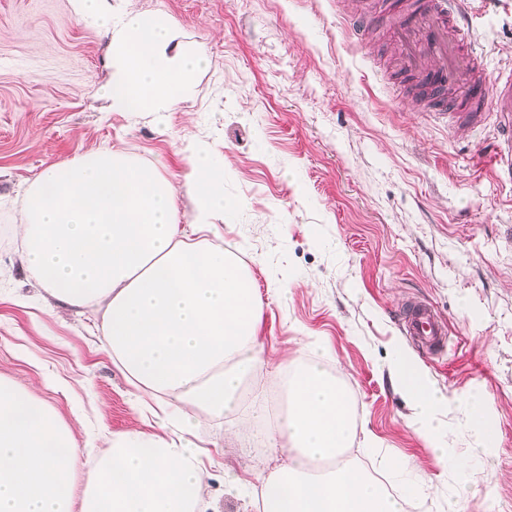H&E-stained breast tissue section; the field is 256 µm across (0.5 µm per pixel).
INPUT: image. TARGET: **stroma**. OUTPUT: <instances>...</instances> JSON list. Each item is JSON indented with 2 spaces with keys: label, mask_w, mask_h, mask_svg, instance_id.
I'll use <instances>...</instances> for the list:
<instances>
[{
  "label": "stroma",
  "mask_w": 512,
  "mask_h": 512,
  "mask_svg": "<svg viewBox=\"0 0 512 512\" xmlns=\"http://www.w3.org/2000/svg\"><path fill=\"white\" fill-rule=\"evenodd\" d=\"M108 3L166 17L210 65L195 97L163 119L111 112L109 39L74 0H0V375L36 388L78 444L160 433L101 348L99 315L45 300L12 226L21 189L43 169L106 146L159 164L181 190L179 149L198 138L224 160L231 207L217 222L253 275L271 364L312 360L324 340L359 428L406 463L401 479L418 488L408 512H448L456 474L409 427L390 382L403 345L454 400L445 422L456 453L478 445L469 401H487L499 440L475 462L466 512H512V183L494 170L493 125L454 128L426 110L392 59L383 0ZM348 11L370 16L363 35L347 32ZM467 11L489 73L512 69V0H467ZM179 201L185 224L192 203L182 190ZM411 299L446 321L440 352L404 335ZM196 434L221 512H256L224 482L252 483L266 455L225 444L214 421Z\"/></svg>",
  "instance_id": "obj_1"
}]
</instances>
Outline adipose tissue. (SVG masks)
<instances>
[{
  "mask_svg": "<svg viewBox=\"0 0 512 512\" xmlns=\"http://www.w3.org/2000/svg\"><path fill=\"white\" fill-rule=\"evenodd\" d=\"M77 2L109 38L110 111L158 115L193 96L207 59L177 46L165 17ZM181 153L194 206L186 224L159 166L119 148L50 166L24 188L14 233L25 270L58 305L100 313L99 344L165 432L116 434L85 458L35 391L0 377V512H219L199 447L186 438L202 419L225 422L228 439L264 428L266 454L287 456L256 477L261 512H406L407 493L388 492L347 459L354 402L329 350L265 371L261 300L218 238L215 219L230 206L224 166L205 143ZM391 379L414 411V431L458 472L448 512H465L470 473L437 418L450 398L398 346ZM273 388L288 405L272 419Z\"/></svg>",
  "mask_w": 512,
  "mask_h": 512,
  "instance_id": "ef3b65f1",
  "label": "adipose tissue"
}]
</instances>
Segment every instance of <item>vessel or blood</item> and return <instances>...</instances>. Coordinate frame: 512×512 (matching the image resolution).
I'll list each match as a JSON object with an SVG mask.
<instances>
[{"mask_svg":"<svg viewBox=\"0 0 512 512\" xmlns=\"http://www.w3.org/2000/svg\"><path fill=\"white\" fill-rule=\"evenodd\" d=\"M460 2L418 0L407 9L404 20L392 28L391 36L398 46L401 67L422 74L433 89L436 114L448 116L458 126L483 121L480 112L452 111L446 98L450 87L476 100L492 98L498 139L491 152L497 171L512 178V74L490 76L463 23ZM403 329L429 352L443 347L448 334L447 325L435 310L421 301L405 306Z\"/></svg>","mask_w":512,"mask_h":512,"instance_id":"1","label":"vessel or blood"}]
</instances>
